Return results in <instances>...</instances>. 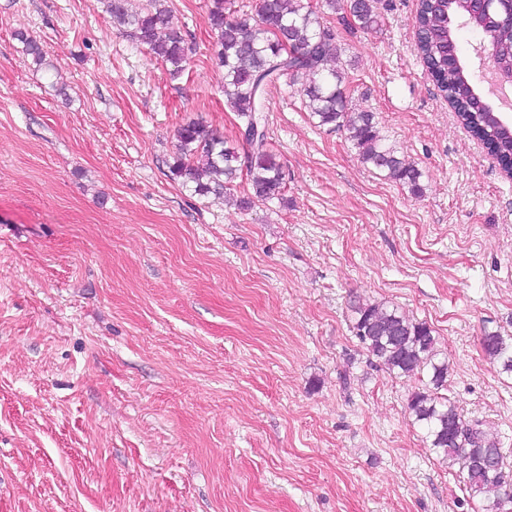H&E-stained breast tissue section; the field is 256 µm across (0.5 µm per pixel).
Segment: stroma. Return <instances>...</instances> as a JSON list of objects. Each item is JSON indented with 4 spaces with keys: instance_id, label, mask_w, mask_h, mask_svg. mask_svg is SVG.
<instances>
[{
    "instance_id": "obj_1",
    "label": "stroma",
    "mask_w": 512,
    "mask_h": 512,
    "mask_svg": "<svg viewBox=\"0 0 512 512\" xmlns=\"http://www.w3.org/2000/svg\"><path fill=\"white\" fill-rule=\"evenodd\" d=\"M166 3L190 46L177 76L104 0H0V512H482L406 411L417 380L350 329L365 300L427 322L448 396L512 463V375L481 348L512 336V179L417 55V0H379L370 31L324 21L421 193L282 82L284 198L248 208L244 180L227 202L169 177L181 125L233 142L238 120L210 0ZM455 40L481 78L488 36Z\"/></svg>"
}]
</instances>
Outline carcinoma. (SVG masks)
I'll list each match as a JSON object with an SVG mask.
<instances>
[{"mask_svg":"<svg viewBox=\"0 0 512 512\" xmlns=\"http://www.w3.org/2000/svg\"><path fill=\"white\" fill-rule=\"evenodd\" d=\"M322 7L348 13L350 22L364 30L382 25L376 0H321ZM227 0H211L208 20L214 33L213 58L224 75V97L246 130L239 150L206 128L190 122L177 129L169 177L192 193L222 196L241 174L249 194L239 199L248 208L254 201L283 199V164L270 148L266 95L281 79L303 83L305 108L322 126L346 133L361 162L385 173L416 194L421 191L420 170L394 145L386 143L373 112L353 106L344 69L331 65L340 49L333 29L323 23V12L313 0H260L256 15L235 16ZM112 22L131 42L146 48L155 59L183 71L187 60L186 34L163 0H148L138 10L130 0H104ZM469 24L464 0H419L415 27L417 52L437 88L456 107L460 122L487 139L495 153L512 156V129L501 125L494 108L483 98L466 72L448 69L443 50L458 23ZM35 64H45L40 44L23 31L16 33ZM490 46L512 42V18L506 17L489 34ZM292 51H287V48ZM352 332L369 360L397 376L415 378L421 387L407 399V412L424 431L430 451L462 479L469 498L512 512V465L500 443L480 420H468L449 398L440 394L449 374L448 357L425 321L407 316L385 302H362L354 307ZM482 350L492 364L512 374V336L488 332Z\"/></svg>","mask_w":512,"mask_h":512,"instance_id":"carcinoma-1","label":"carcinoma"}]
</instances>
